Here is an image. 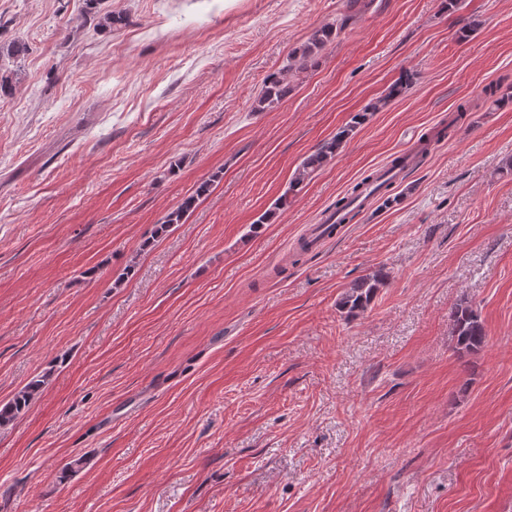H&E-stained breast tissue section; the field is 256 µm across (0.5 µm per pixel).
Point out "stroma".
I'll list each match as a JSON object with an SVG mask.
<instances>
[{
  "mask_svg": "<svg viewBox=\"0 0 512 512\" xmlns=\"http://www.w3.org/2000/svg\"><path fill=\"white\" fill-rule=\"evenodd\" d=\"M349 12L0 0V44L27 47L21 68L0 58L17 73L0 96V404L45 379L0 427V512H512V104L485 94L512 87V0H373L287 71ZM283 72L288 96L258 110ZM425 140L393 206L296 256L351 184ZM379 266L387 286L346 321L341 293ZM461 302L486 332L465 358ZM352 16L343 17L339 26L330 25L323 26L312 34L309 41L302 48L295 49L291 52L288 60V71L305 70L311 65L314 57L318 55L327 43L333 41L342 29L351 21ZM366 115V113L353 115L349 123L339 128L335 135L321 143L312 154L302 161L294 179L289 182L288 190L280 199L281 207L287 204L288 198L299 192L305 181L336 156L344 143L355 133L357 127L366 120ZM209 190L210 185L207 182L202 183L198 187L195 195L186 198L176 210L170 212L166 216L165 221L163 224H161V230H163V228L169 227L171 224H181L185 216L196 207V204L200 198L205 196ZM448 326L454 350L461 357L477 352L485 343V329L480 315L467 303H459L450 310Z\"/></svg>",
  "mask_w": 512,
  "mask_h": 512,
  "instance_id": "obj_1",
  "label": "stroma"
}]
</instances>
